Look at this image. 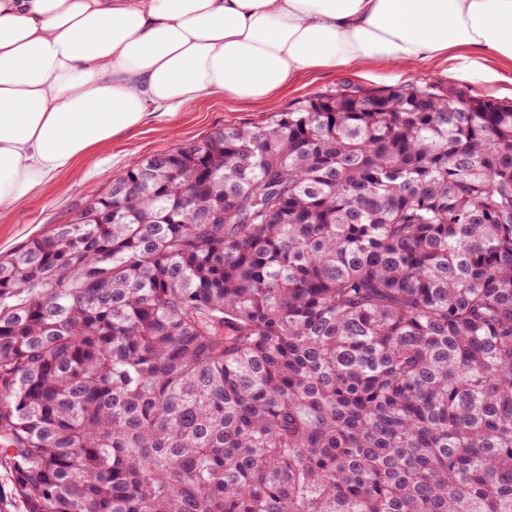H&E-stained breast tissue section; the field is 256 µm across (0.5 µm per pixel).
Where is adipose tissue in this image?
<instances>
[{
  "label": "adipose tissue",
  "instance_id": "1",
  "mask_svg": "<svg viewBox=\"0 0 512 512\" xmlns=\"http://www.w3.org/2000/svg\"><path fill=\"white\" fill-rule=\"evenodd\" d=\"M512 0H0V209L122 130L312 68L445 61L490 82Z\"/></svg>",
  "mask_w": 512,
  "mask_h": 512
}]
</instances>
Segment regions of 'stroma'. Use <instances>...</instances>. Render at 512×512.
Instances as JSON below:
<instances>
[{"label":"stroma","mask_w":512,"mask_h":512,"mask_svg":"<svg viewBox=\"0 0 512 512\" xmlns=\"http://www.w3.org/2000/svg\"><path fill=\"white\" fill-rule=\"evenodd\" d=\"M372 87L437 83L451 86L446 65L418 63L390 70L372 67L312 69L260 100L231 96L205 98L166 117L153 116L141 127L124 131L94 149L73 169L44 184L22 206L0 211V253L7 254L23 242L62 224L86 196L106 186L133 161L173 148L224 125H253L267 113L282 110L308 94L336 87L343 81Z\"/></svg>","instance_id":"35a3bbf8"}]
</instances>
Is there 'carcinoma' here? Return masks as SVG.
I'll return each mask as SVG.
<instances>
[{
    "mask_svg": "<svg viewBox=\"0 0 512 512\" xmlns=\"http://www.w3.org/2000/svg\"><path fill=\"white\" fill-rule=\"evenodd\" d=\"M25 512H512V100L344 82L0 256Z\"/></svg>",
    "mask_w": 512,
    "mask_h": 512,
    "instance_id": "1",
    "label": "carcinoma"
}]
</instances>
